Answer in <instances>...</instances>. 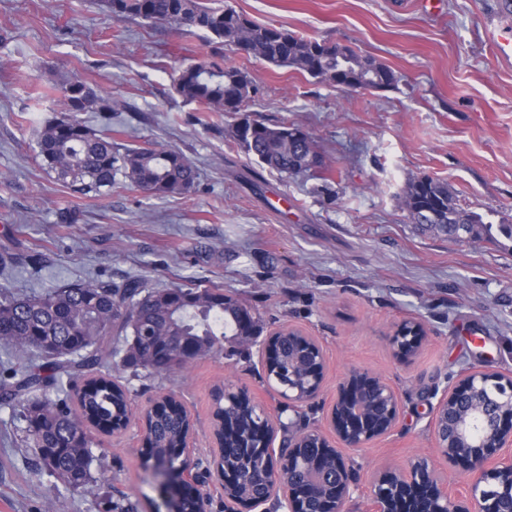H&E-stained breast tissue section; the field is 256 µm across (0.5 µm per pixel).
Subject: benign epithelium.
Returning <instances> with one entry per match:
<instances>
[{
  "instance_id": "obj_1",
  "label": "benign epithelium",
  "mask_w": 512,
  "mask_h": 512,
  "mask_svg": "<svg viewBox=\"0 0 512 512\" xmlns=\"http://www.w3.org/2000/svg\"><path fill=\"white\" fill-rule=\"evenodd\" d=\"M425 335L419 321L403 323L391 339L397 355L406 357L419 349ZM300 338L307 347L294 363L318 361L305 378L306 393H288V403L298 409L316 401L323 392L325 361L314 337L296 327L273 334L265 346L270 353L276 340ZM400 415L395 391L379 376L356 372L341 383L329 412L332 435L316 427L288 430V441L276 449V431H261L257 448L263 461L257 472H233L224 466L219 439L211 445L206 467L198 466L193 455L192 435L180 449L179 463L152 461L154 482L166 512H182L185 497L198 501L197 512H207V487L212 476L224 484V497L245 509L270 512L273 503L285 512H309L317 501L320 512H351L358 489L354 468L339 453L333 466L323 459L298 455L301 448L315 445L335 449L331 437L346 448H364L389 435ZM428 427L439 456L459 462L474 475L463 494L452 491L453 480L440 477L425 457L418 458L406 472L383 471L374 479L368 512H512V376L491 375L479 368L469 369L433 408ZM258 481L262 493L245 500L231 499L237 484Z\"/></svg>"
}]
</instances>
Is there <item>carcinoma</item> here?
<instances>
[{"label": "carcinoma", "mask_w": 512, "mask_h": 512, "mask_svg": "<svg viewBox=\"0 0 512 512\" xmlns=\"http://www.w3.org/2000/svg\"><path fill=\"white\" fill-rule=\"evenodd\" d=\"M117 21L139 20L167 24L183 34L202 32L211 52L202 62L178 71L174 90L186 103L208 112H238L255 88L249 74L227 63L224 51L238 52L242 43L255 46L253 56L277 67H293L318 81L339 82L350 91L387 90L397 78L385 64L344 46L298 36L281 27L260 25L232 6L212 7L204 0H103ZM77 75H67L55 85L61 111L38 131L36 145L44 165L72 192L103 196L122 176L143 193L155 197L182 196L195 187L197 174L180 151L162 145L125 146L112 142V130H95L78 114L117 111L112 91L93 87ZM232 137L257 161L280 174L312 172L319 164L311 136L286 122L254 119L232 128ZM404 209L422 230L449 239L458 227L476 236L482 218L462 208L448 184L429 177L411 182ZM130 305L136 317L114 311L115 304ZM257 326L252 310L224 295L215 285L148 288L139 279L121 285L110 281L66 283L35 296H18L0 289V345L11 360L0 373V405L12 409V423L22 431L21 442L39 448L35 466L69 491L92 493L104 481L93 474L94 436L75 420L68 404L78 382V406L85 423L97 429H117L130 414L127 390L102 372L119 350L112 336L124 343V366L162 375L182 369L188 362L175 351L155 348V339L171 336L203 354H224L228 335L251 336ZM48 339L52 348L42 346ZM295 345H274L273 360L281 387L303 385L302 373L288 372V355ZM214 430L224 440L225 457L238 469L259 456L246 452L259 425L247 406L224 402V391L214 393ZM237 429L224 433V418ZM188 430V413L178 401L148 415L145 452L156 460L174 461Z\"/></svg>", "instance_id": "obj_1"}]
</instances>
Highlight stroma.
<instances>
[{"label":"stroma","instance_id":"35a3bbf8","mask_svg":"<svg viewBox=\"0 0 512 512\" xmlns=\"http://www.w3.org/2000/svg\"><path fill=\"white\" fill-rule=\"evenodd\" d=\"M229 2L256 23L353 47L398 83L350 91L232 53L253 81L252 98L239 114L200 112L172 78L201 60L202 36L114 21L100 0H0V249L28 259L1 272L0 286L34 294L133 277L157 289L221 286L252 308L259 334L234 340L233 356L207 355L167 375L113 365L132 413L175 396L204 460L215 386L242 389L281 422L324 428L337 385L367 370L395 389L401 413L388 436L342 451L359 475L353 512H366L375 473L423 455L465 490L469 475L436 456L426 414L470 368L512 373V55L495 32L512 26V15L499 13L498 0ZM71 72L122 103L114 143L181 151L197 169L194 190L157 198L122 182L84 198L63 186L38 158L36 134L59 111L55 80ZM243 113L309 131L323 169L310 177L262 167L230 135ZM426 176L483 216L476 239L435 236L408 218L404 191ZM274 190L292 202L287 216L271 208ZM65 209L76 223H59ZM409 319L426 336L401 358L390 338ZM288 326L314 336L325 354L324 392L297 412L267 385L261 359L269 336ZM9 427L0 407V512H112L128 503L153 512L158 495L138 424L99 435L92 468L108 480L92 495L37 471L35 449L16 447Z\"/></svg>","mask_w":512,"mask_h":512}]
</instances>
